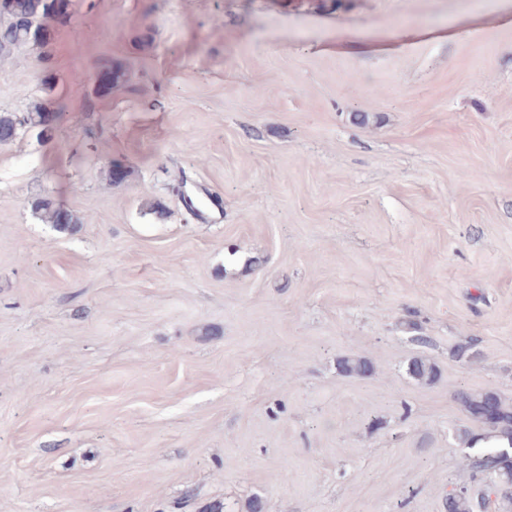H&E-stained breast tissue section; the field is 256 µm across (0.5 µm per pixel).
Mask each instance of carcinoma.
Wrapping results in <instances>:
<instances>
[{"label":"carcinoma","instance_id":"cac0c4a2","mask_svg":"<svg viewBox=\"0 0 512 512\" xmlns=\"http://www.w3.org/2000/svg\"><path fill=\"white\" fill-rule=\"evenodd\" d=\"M8 15V21L0 23V52H8L17 46L29 45L43 59L45 77L41 91L46 105L27 112L0 113V144L13 141L25 131L34 130L45 141L55 138V126L48 117L49 109L61 111L62 105L56 96V79L49 70L52 31L39 26L36 21L47 11L46 0H0V12ZM97 71L104 74V80L97 84V92L107 93L123 77L122 68L112 60H102ZM33 212L46 224L60 232H72L79 225V218L72 212L62 214L54 200L43 197L31 204ZM339 373L346 376L368 377L374 373L373 363L361 356H344L337 362ZM408 375L423 383H431L437 376L435 364L416 356L409 360ZM457 400L468 417L479 423L483 433L478 435L486 446L463 456L462 466L479 473L497 477V490L501 496L512 501V403L494 389L478 391L461 390ZM476 500L467 491L459 490L448 494L447 512H473Z\"/></svg>","mask_w":512,"mask_h":512}]
</instances>
